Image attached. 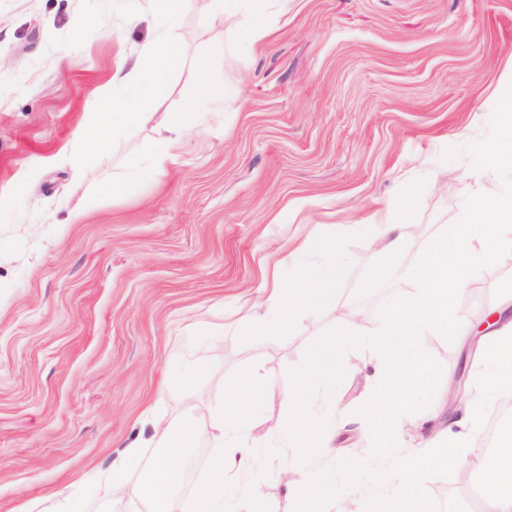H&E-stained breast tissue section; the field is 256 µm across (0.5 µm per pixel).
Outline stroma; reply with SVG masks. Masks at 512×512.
<instances>
[{
	"label": "stroma",
	"instance_id": "1",
	"mask_svg": "<svg viewBox=\"0 0 512 512\" xmlns=\"http://www.w3.org/2000/svg\"><path fill=\"white\" fill-rule=\"evenodd\" d=\"M149 6L0 0V512H34L85 471L107 468L150 437L152 414L207 420L246 367L288 392L314 340L378 328L386 303L411 291L401 269L470 195L502 188L464 147L488 134L496 89L512 81V0H270L249 45L243 18L187 4L173 33L184 63L156 111L185 105L193 63L210 49L217 80L240 83L244 98L210 113L136 189L93 198L156 135L140 128L83 178L73 174L77 130L158 28ZM91 15L98 25L83 27ZM449 148L457 154L447 160ZM410 184L413 231L387 269L375 213ZM78 205L84 215L70 223ZM305 239L298 262L331 273L328 302L274 341L236 327L260 297L263 267ZM510 279L512 254L460 294L467 336L422 337L442 373L430 405L398 419L397 457L446 438L470 404L497 405L474 383L478 327L492 311L512 322ZM343 364L316 407L334 431L323 463L371 455L358 407L373 369L359 349ZM177 365L204 366L196 391L166 388ZM284 415L276 398L251 424L254 468L227 496L236 512H294L315 470L286 445ZM459 465L452 453L425 467L421 497L477 503Z\"/></svg>",
	"mask_w": 512,
	"mask_h": 512
}]
</instances>
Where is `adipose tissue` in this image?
I'll use <instances>...</instances> for the list:
<instances>
[{"mask_svg": "<svg viewBox=\"0 0 512 512\" xmlns=\"http://www.w3.org/2000/svg\"><path fill=\"white\" fill-rule=\"evenodd\" d=\"M268 0H209L214 14H249L250 24L242 28L245 42H256L262 35L257 24ZM329 282L310 273H301L294 286H285L278 272H270L260 285L262 300L255 312L242 318L260 335L276 339L287 335L299 314L306 308L324 304ZM482 367L477 375L480 393L493 396L512 386V330L499 328L484 336ZM484 475L480 490L490 512H512V430L503 435L490 456L479 465Z\"/></svg>", "mask_w": 512, "mask_h": 512, "instance_id": "1", "label": "adipose tissue"}]
</instances>
